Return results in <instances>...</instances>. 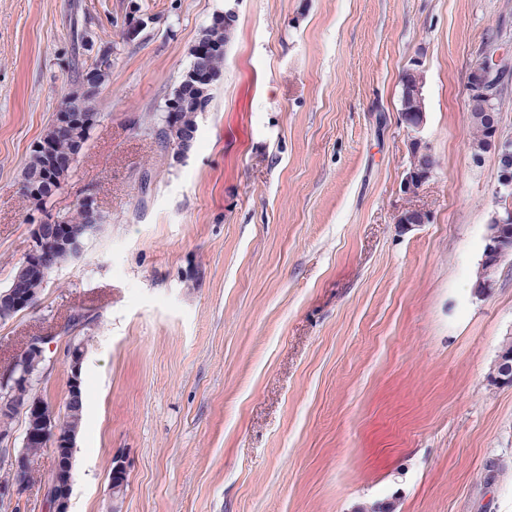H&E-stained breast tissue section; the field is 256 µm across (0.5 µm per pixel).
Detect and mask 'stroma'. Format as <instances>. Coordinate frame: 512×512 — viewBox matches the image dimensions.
Returning a JSON list of instances; mask_svg holds the SVG:
<instances>
[{
	"label": "stroma",
	"instance_id": "obj_1",
	"mask_svg": "<svg viewBox=\"0 0 512 512\" xmlns=\"http://www.w3.org/2000/svg\"><path fill=\"white\" fill-rule=\"evenodd\" d=\"M229 8L223 74L177 157L150 121ZM134 10L148 24L128 42ZM105 47L102 118L43 209L91 193L103 224L0 320V370L48 337L35 390L59 409L87 341L70 512H512V257L477 293L497 161L474 162L466 112L473 63L512 51V0H0V289L29 248L28 156L74 63ZM417 135L437 165L408 194ZM409 207L429 221L401 229Z\"/></svg>",
	"mask_w": 512,
	"mask_h": 512
}]
</instances>
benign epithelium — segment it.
I'll return each mask as SVG.
<instances>
[{"label":"benign epithelium","mask_w":512,"mask_h":512,"mask_svg":"<svg viewBox=\"0 0 512 512\" xmlns=\"http://www.w3.org/2000/svg\"><path fill=\"white\" fill-rule=\"evenodd\" d=\"M508 56L503 54H484L471 68L467 86V107L472 120L485 122V141L488 149L495 152L498 160V186L496 189L497 208L491 221L487 224V234L483 248L481 267L478 272L477 289L482 292L490 286L491 279L501 261L512 254V140L503 138L498 127L488 122L492 102L498 97L500 89L499 76ZM213 74L203 68L187 73L186 82L197 89V104H202L205 97V85ZM423 83L407 79L402 85L401 96L413 103L420 101ZM55 123L74 128L86 135L94 126L93 120L83 114L82 106L77 101L64 104L54 115ZM411 165L407 172L404 189L413 192L433 175L435 159L420 137L411 142ZM28 197L42 207L55 192L46 186V179L36 177L23 184ZM88 210V223L77 230L69 224H60L56 220H43L30 217L32 224L28 253L23 261L26 267H37L50 276L57 270L53 265L55 249L64 245L76 253L83 251L85 240L99 230L94 224L95 207L93 198L84 196L80 199ZM429 218L427 212L407 208L396 217L400 227L423 224ZM38 302V296L24 290L21 279L0 291V312L5 314L25 311ZM46 336H33L26 346L24 358L13 362L5 372H0V468L14 470L27 448H49L55 457L63 459V465L55 469L48 483L44 485L43 497L49 505V512H69L72 492V448H74L77 431L61 432L55 422L54 413L48 408L44 398L35 393L34 382L42 372L45 362ZM83 354L80 351L70 353V384L68 394L70 401L78 399ZM27 419V426L22 439V447H16V430L12 426L15 414Z\"/></svg>","instance_id":"obj_1"}]
</instances>
